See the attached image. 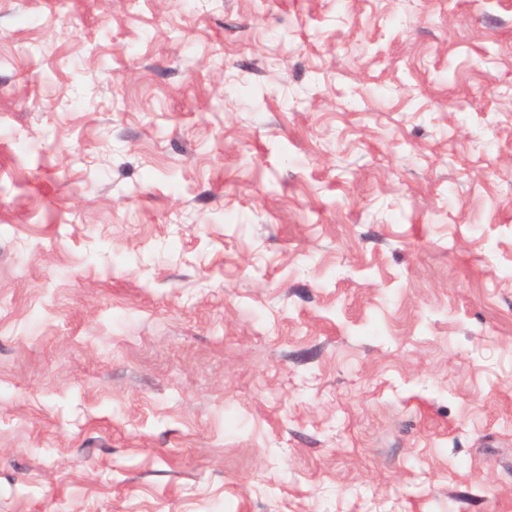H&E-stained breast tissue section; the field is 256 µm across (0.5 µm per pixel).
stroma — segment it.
<instances>
[{
	"instance_id": "35a3bbf8",
	"label": "stroma",
	"mask_w": 512,
	"mask_h": 512,
	"mask_svg": "<svg viewBox=\"0 0 512 512\" xmlns=\"http://www.w3.org/2000/svg\"><path fill=\"white\" fill-rule=\"evenodd\" d=\"M0 512H512V0H0Z\"/></svg>"
}]
</instances>
